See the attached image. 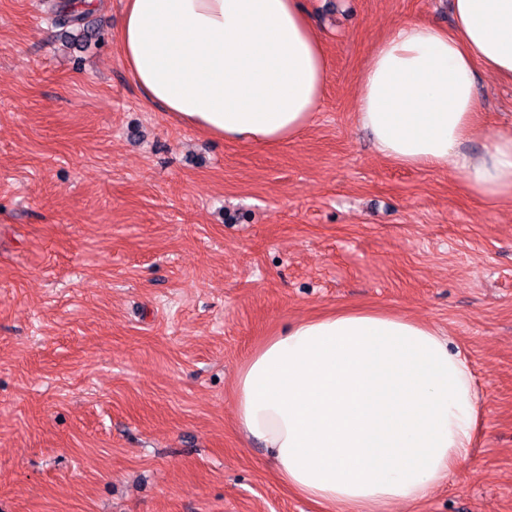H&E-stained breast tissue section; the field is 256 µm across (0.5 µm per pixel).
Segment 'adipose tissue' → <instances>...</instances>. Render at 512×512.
I'll list each match as a JSON object with an SVG mask.
<instances>
[{"label": "adipose tissue", "instance_id": "adipose-tissue-1", "mask_svg": "<svg viewBox=\"0 0 512 512\" xmlns=\"http://www.w3.org/2000/svg\"><path fill=\"white\" fill-rule=\"evenodd\" d=\"M443 29L406 21L359 76L357 118L400 165L453 168L512 203V134L472 157L478 71L512 82V0H453ZM122 60L146 101L229 141L275 147L311 124L328 79L301 0H125ZM236 423L326 512L416 505L471 454L478 394L441 331L382 311L302 319L266 338L235 385Z\"/></svg>", "mask_w": 512, "mask_h": 512}]
</instances>
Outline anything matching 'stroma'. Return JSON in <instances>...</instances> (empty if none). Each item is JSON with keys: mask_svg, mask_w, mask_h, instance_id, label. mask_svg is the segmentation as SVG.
I'll use <instances>...</instances> for the list:
<instances>
[{"mask_svg": "<svg viewBox=\"0 0 512 512\" xmlns=\"http://www.w3.org/2000/svg\"><path fill=\"white\" fill-rule=\"evenodd\" d=\"M63 0H0V512H325L235 425L268 336L339 308L440 329L480 393L475 446L391 512H512V204L453 169L379 155L359 74L452 0H304L325 95L301 138L230 142L147 105L115 41L123 0L55 27ZM480 137L512 133L481 73Z\"/></svg>", "mask_w": 512, "mask_h": 512, "instance_id": "obj_1", "label": "stroma"}]
</instances>
